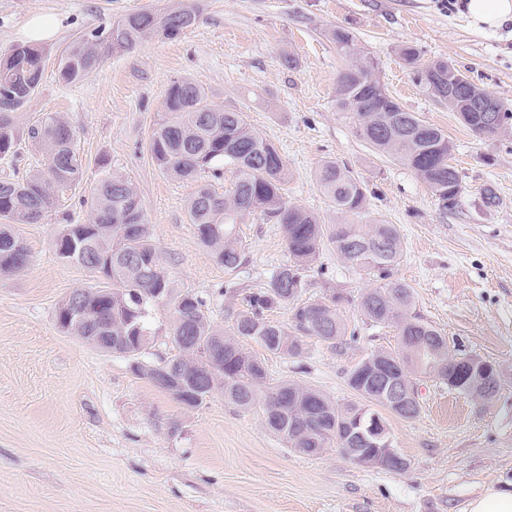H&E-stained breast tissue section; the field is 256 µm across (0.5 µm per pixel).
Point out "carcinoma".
Listing matches in <instances>:
<instances>
[{
	"label": "carcinoma",
	"mask_w": 512,
	"mask_h": 512,
	"mask_svg": "<svg viewBox=\"0 0 512 512\" xmlns=\"http://www.w3.org/2000/svg\"><path fill=\"white\" fill-rule=\"evenodd\" d=\"M198 11L188 4L163 9L144 8L125 15L108 27L74 38L58 54V80L80 83L107 53H130L157 36L179 38L198 22ZM327 38L348 61L336 82V107L376 152L413 170L430 188L441 209H448V191L457 187L458 170L450 163L453 145L440 128L407 111L390 95L377 76L378 63L361 53L355 37L334 28ZM413 68L417 84L430 96L448 102V80L472 88L475 83L448 62L436 60L419 66V52L401 49ZM50 49L40 45H14L0 53V157L16 153L22 109L39 88ZM164 116L151 137V155L166 174L195 183L187 199V213L201 245L224 269L233 271L244 261L237 226L252 215L280 225L291 263L280 266L266 288L242 291L241 307L229 313V329L205 314L203 299L175 291L161 262L152 226L147 224L139 191L128 177L106 173L91 198L86 224H64L54 241L57 258L95 275V282L75 290L85 295L88 320L70 311L72 295L58 303L56 322L61 332L76 336L104 353L110 349L92 342L94 336L123 340L119 352L136 359L151 336V308L174 306L170 335L178 353L168 359L189 383L176 392L160 384L186 407H199L213 393L224 391V401L242 410L263 402L265 425L286 447L303 455L318 456L339 444L344 424L387 411L404 420L419 417L394 410L380 391L365 385L366 378L385 367L398 370L409 388L417 378L443 384L460 371L448 337L414 312L413 288L390 279V270L402 257L403 243L395 224H350L349 215L367 209L366 186L339 163L326 160L315 172L316 183L336 210V223L324 224L313 212L288 204L283 197L289 169L274 145L260 136L239 109L215 108L205 90L188 78L173 80L163 100ZM465 111L463 121L483 138L495 133L484 119L461 101L449 109ZM27 140L43 156L40 168L21 179H0V274L24 270L29 252L12 226L37 224L57 206L60 194L79 184L85 169L77 148L76 130L56 114L27 125ZM228 169L230 189L219 194L203 174ZM326 242L333 244L347 265L373 272L384 284L358 297L362 314L371 322L396 329L393 348L375 350L348 372V386L358 401L341 406L321 391L294 380L270 379L264 359L247 347L254 342L270 355L301 357L307 340L317 338L333 347L343 344L346 327L339 306L349 298L298 301L304 290L301 266L311 263ZM288 308L286 323L270 321L265 312ZM437 336L430 345L427 337Z\"/></svg>",
	"instance_id": "obj_1"
}]
</instances>
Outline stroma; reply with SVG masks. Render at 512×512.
Wrapping results in <instances>:
<instances>
[{"mask_svg":"<svg viewBox=\"0 0 512 512\" xmlns=\"http://www.w3.org/2000/svg\"><path fill=\"white\" fill-rule=\"evenodd\" d=\"M168 0H0V51L23 43L29 19L60 23L47 47ZM199 20L175 40L105 55L82 83L58 82L47 63L22 123L59 114L78 135L83 181L56 213L15 228L30 253L21 272L0 275V512H464L489 483L512 488V129L476 137L447 105L422 92L400 57L412 46L420 64L444 59L512 106V27L479 33L442 0H196ZM342 26L380 61L378 76L408 111L441 128L462 182L457 208L440 209L417 174L379 155L336 109L346 61L327 37ZM187 77L213 105L241 109L285 157L288 204L325 221L334 209L315 171L347 166L367 187L361 224H394L404 256L393 278L410 284L415 311L441 330L455 353L493 362L491 399L458 394L425 379L421 413L388 416L403 473L355 465L338 449L316 457L286 448L265 426L261 407L243 411L216 393L181 405L135 375L131 361L63 334L59 301L91 275L55 255L59 224L86 223L104 171L130 177L170 279L202 298L226 323L232 288H265L289 260L279 225L252 216L240 226L245 260L225 272L197 240L186 199L192 184L163 173L150 142L170 82ZM107 168H100V160ZM496 202L485 205L484 190ZM310 296L340 292L348 333L343 345L312 339L302 357L270 355L275 380H295L355 401L347 371L371 351L396 344V330L374 325L355 303L378 276L346 267L332 245L304 266Z\"/></svg>","mask_w":512,"mask_h":512,"instance_id":"35a3bbf8","label":"stroma"}]
</instances>
